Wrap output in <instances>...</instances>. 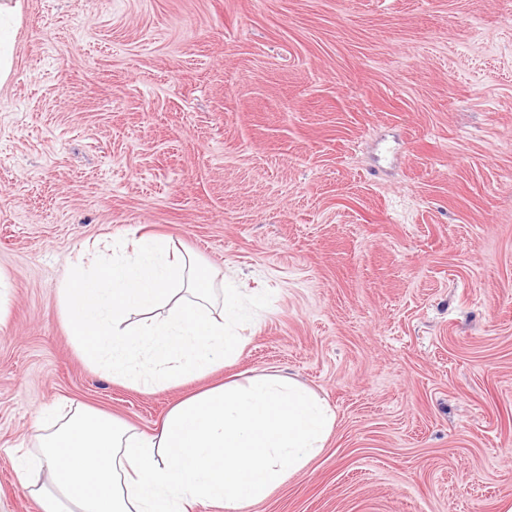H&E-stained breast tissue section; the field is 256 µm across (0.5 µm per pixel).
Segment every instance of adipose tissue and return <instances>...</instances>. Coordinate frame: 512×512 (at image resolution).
Wrapping results in <instances>:
<instances>
[{
  "label": "adipose tissue",
  "mask_w": 512,
  "mask_h": 512,
  "mask_svg": "<svg viewBox=\"0 0 512 512\" xmlns=\"http://www.w3.org/2000/svg\"><path fill=\"white\" fill-rule=\"evenodd\" d=\"M61 301L73 336L113 380L151 389L237 356L242 312L223 278L199 273L165 238L139 239L108 263L74 265ZM335 415L295 381L260 377L193 395L148 434L78 408L42 428L21 471L42 512H242L322 448Z\"/></svg>",
  "instance_id": "adipose-tissue-1"
}]
</instances>
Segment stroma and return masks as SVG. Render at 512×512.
<instances>
[{
  "label": "stroma",
  "mask_w": 512,
  "mask_h": 512,
  "mask_svg": "<svg viewBox=\"0 0 512 512\" xmlns=\"http://www.w3.org/2000/svg\"><path fill=\"white\" fill-rule=\"evenodd\" d=\"M0 86V512L88 407L151 433L206 388L334 411L245 512L512 503V0H22ZM171 239L259 298L231 363L143 391L71 336L69 268Z\"/></svg>",
  "instance_id": "35a3bbf8"
}]
</instances>
